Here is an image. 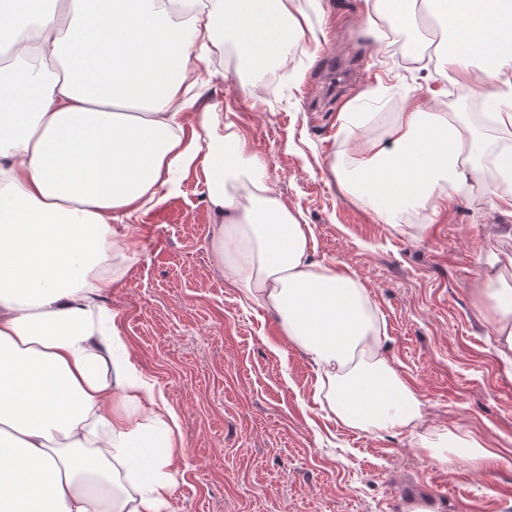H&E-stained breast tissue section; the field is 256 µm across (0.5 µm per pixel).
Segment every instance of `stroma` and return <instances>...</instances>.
I'll return each mask as SVG.
<instances>
[{
	"instance_id": "35a3bbf8",
	"label": "stroma",
	"mask_w": 512,
	"mask_h": 512,
	"mask_svg": "<svg viewBox=\"0 0 512 512\" xmlns=\"http://www.w3.org/2000/svg\"><path fill=\"white\" fill-rule=\"evenodd\" d=\"M312 20L318 43L304 42L276 85L217 37L198 107L234 122L265 157L273 189L311 225L317 260L359 277L385 321L388 358L426 403L423 430L476 432L498 458L440 463L409 432L354 431L329 416L306 357L225 281L206 177L193 166L129 218L137 255L103 295L135 368L175 415L182 449L167 512H400L408 500L512 512V376L475 309L485 265L512 256V208L488 204L496 174L448 208L410 214L402 235L341 194L329 170L351 147L340 113L405 111L417 87L469 113L483 93L429 81L419 62L433 53L428 19L415 46L404 33L368 36L364 0H323ZM337 64L348 77L336 85Z\"/></svg>"
}]
</instances>
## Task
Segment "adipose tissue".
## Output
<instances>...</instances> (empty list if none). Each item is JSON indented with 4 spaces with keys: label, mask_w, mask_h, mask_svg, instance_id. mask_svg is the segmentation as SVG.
Masks as SVG:
<instances>
[{
    "label": "adipose tissue",
    "mask_w": 512,
    "mask_h": 512,
    "mask_svg": "<svg viewBox=\"0 0 512 512\" xmlns=\"http://www.w3.org/2000/svg\"><path fill=\"white\" fill-rule=\"evenodd\" d=\"M380 22L416 32L439 14L454 39L433 63L470 93L482 83L501 133L486 149L465 113L421 103L345 118L354 157L332 161L341 190L397 232L418 209L452 203L492 164L491 207L512 206V0H365ZM185 21L173 22L178 7ZM224 23L254 66L287 64L314 30L299 0H0V512H165L181 442L175 416L128 355L101 294L136 255L127 217L165 174L208 167L224 278L273 312L318 373L316 395L343 426L418 431V447L480 467L470 431L420 432L425 402L386 355L384 324L356 275L316 261L309 225L271 187L234 124L196 111L197 50ZM60 65L61 74L51 73ZM193 112L207 145L186 139ZM496 350L512 361V256L476 290Z\"/></svg>",
    "instance_id": "adipose-tissue-1"
}]
</instances>
